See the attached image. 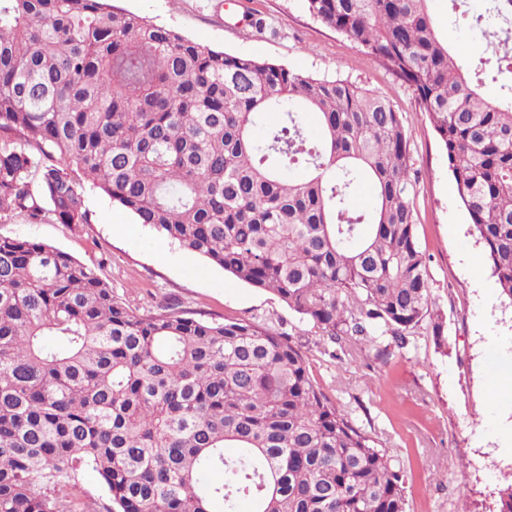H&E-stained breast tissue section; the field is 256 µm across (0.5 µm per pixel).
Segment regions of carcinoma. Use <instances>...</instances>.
<instances>
[{
    "instance_id": "cac0c4a2",
    "label": "carcinoma",
    "mask_w": 512,
    "mask_h": 512,
    "mask_svg": "<svg viewBox=\"0 0 512 512\" xmlns=\"http://www.w3.org/2000/svg\"><path fill=\"white\" fill-rule=\"evenodd\" d=\"M303 2L412 89L512 303V84L480 91L512 74V0L476 18L495 53L471 74L430 0ZM360 180L367 212L351 203ZM415 183L402 117L369 89L211 49L108 0H0V214L88 224L90 185L276 294L348 358L384 363L383 337L402 348L442 326ZM81 467L107 512L408 509L407 469L323 392L292 337L175 304L142 313L69 254L0 236V512H93ZM77 484L82 498L90 502L93 508L97 510L96 512H106V507H110L111 502L94 471L90 469L79 471Z\"/></svg>"
}]
</instances>
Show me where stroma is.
<instances>
[{"label":"stroma","mask_w":512,"mask_h":512,"mask_svg":"<svg viewBox=\"0 0 512 512\" xmlns=\"http://www.w3.org/2000/svg\"><path fill=\"white\" fill-rule=\"evenodd\" d=\"M204 46L270 60L317 78L346 79L385 96L400 112L417 178V239L426 255L432 309L442 333L424 324L387 362L337 360L332 344L273 293L239 281L138 224L88 188V224L29 223L13 212L0 235L41 241L96 268L119 297L148 311L168 302L216 319L257 321L290 334L322 390L411 472L409 512H495L512 483V381L496 384L489 353L512 362V303L500 298L481 244L457 201L436 132L412 90L353 43L311 18L302 0H113ZM441 36L467 62L486 55L479 31L459 12L486 14L490 0H430ZM261 20V28L250 19Z\"/></svg>","instance_id":"35a3bbf8"}]
</instances>
